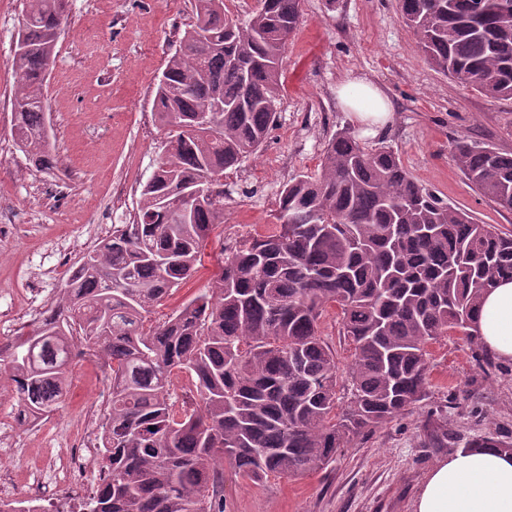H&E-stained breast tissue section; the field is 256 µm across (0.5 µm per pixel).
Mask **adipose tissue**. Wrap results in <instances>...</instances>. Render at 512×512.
Wrapping results in <instances>:
<instances>
[{"mask_svg":"<svg viewBox=\"0 0 512 512\" xmlns=\"http://www.w3.org/2000/svg\"><path fill=\"white\" fill-rule=\"evenodd\" d=\"M336 93L366 131L384 126L390 118L386 95L367 79H346ZM474 332L496 357L512 360V281L485 295ZM414 512H512V458L495 448L449 456L429 473Z\"/></svg>","mask_w":512,"mask_h":512,"instance_id":"ef3b65f1","label":"adipose tissue"}]
</instances>
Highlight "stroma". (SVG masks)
Wrapping results in <instances>:
<instances>
[{"label":"stroma","mask_w":512,"mask_h":512,"mask_svg":"<svg viewBox=\"0 0 512 512\" xmlns=\"http://www.w3.org/2000/svg\"><path fill=\"white\" fill-rule=\"evenodd\" d=\"M23 0H0V98L14 94L9 57ZM194 20L193 0H69L44 86V111L57 164L40 171L11 139V110L0 108V346L37 323L55 302L71 266L113 225L132 221L142 185L156 168L166 134L154 120L155 84ZM387 95L392 116L364 134L336 96L347 76ZM278 120L264 147L224 173V235L211 237L197 273L160 305L166 315L211 287L221 238L262 233L275 224L279 193L299 174L316 173L329 141L349 130L361 146L398 153L417 182L475 222L512 231V211L479 195L451 158L464 137L512 152V99L464 89L438 73L400 16L398 0H303L288 40ZM341 367L339 403L349 397L351 349L335 311L321 319ZM429 390L403 415L354 438L323 469L301 478L254 483L224 466V512H413L432 468L475 439L512 436V361L483 372L460 334L429 347ZM109 389L101 365L76 358L60 407L17 425L14 384L0 363V473L16 493L53 498L74 512L59 475L86 403ZM448 418V445L424 447L435 412Z\"/></svg>","instance_id":"35a3bbf8"}]
</instances>
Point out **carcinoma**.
I'll list each match as a JSON object with an SVG mask.
<instances>
[{"label":"carcinoma","mask_w":512,"mask_h":512,"mask_svg":"<svg viewBox=\"0 0 512 512\" xmlns=\"http://www.w3.org/2000/svg\"><path fill=\"white\" fill-rule=\"evenodd\" d=\"M399 5L438 72L512 99V0ZM194 9L156 84L167 140L132 223L112 225L71 267L62 297L6 347L22 423L58 408L77 356L108 370L101 476L85 512H224L226 458L252 482L316 472L426 396L428 346L450 332L465 336L479 367L495 368L472 328L483 295L512 280V234L475 223L415 182L391 149L369 152L348 131L329 141L317 174L283 185L270 232L221 245L215 285L147 325L224 224V170L273 128L283 54L302 17L301 0H257L243 22L224 0ZM67 17V0H25L10 50L13 140L46 170L43 87ZM451 157L512 211V153L459 139ZM202 182L206 198L169 211ZM330 308L353 346L339 413V362L320 331ZM424 444L448 445L447 419L425 427Z\"/></svg>","instance_id":"1"}]
</instances>
